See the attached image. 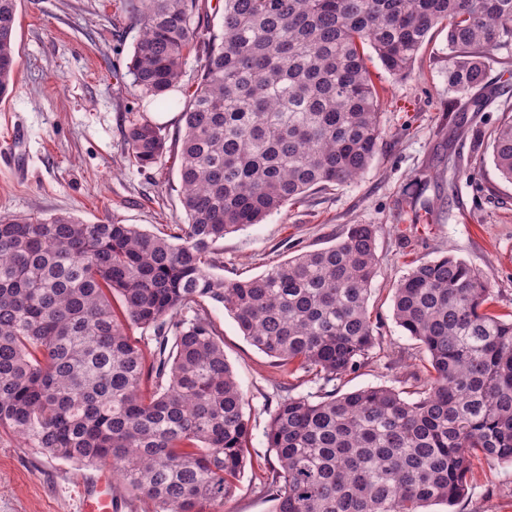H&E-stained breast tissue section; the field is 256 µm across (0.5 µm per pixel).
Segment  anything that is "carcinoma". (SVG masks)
Returning a JSON list of instances; mask_svg holds the SVG:
<instances>
[{
    "mask_svg": "<svg viewBox=\"0 0 512 512\" xmlns=\"http://www.w3.org/2000/svg\"><path fill=\"white\" fill-rule=\"evenodd\" d=\"M17 2L0 0V99L15 83ZM125 13L139 29L133 87L184 122L187 222L158 235L69 214L0 218V431L54 458L110 464L153 512H224L251 428L208 301L277 366L318 384L270 414L274 512L453 507L474 461L512 464V318L492 310L479 269L444 255L395 284L394 319L433 369L413 397L338 387L379 346L378 225L351 224L245 280L212 273L224 236L369 167L383 128L365 47L404 77L446 29L448 84L465 95L484 85L489 57L512 49V0H125ZM192 52L204 62L187 84ZM503 111L491 158L512 183V106ZM124 138L140 168L166 154L163 128L139 113ZM133 327L153 330L150 365Z\"/></svg>",
    "mask_w": 512,
    "mask_h": 512,
    "instance_id": "cac0c4a2",
    "label": "carcinoma"
}]
</instances>
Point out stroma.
I'll use <instances>...</instances> for the list:
<instances>
[{"instance_id":"35a3bbf8","label":"stroma","mask_w":512,"mask_h":512,"mask_svg":"<svg viewBox=\"0 0 512 512\" xmlns=\"http://www.w3.org/2000/svg\"><path fill=\"white\" fill-rule=\"evenodd\" d=\"M138 37L124 0H19L15 34L17 79L0 100V145L12 125L26 128L17 160L0 156V217L41 219L66 213L89 224L117 219L150 232L184 223L179 159L168 149L143 170L127 157L124 129L131 113L157 119L142 102L127 60ZM451 55L445 31H433L409 76L369 68L383 89L384 137L372 164L353 182L309 194L265 221L225 236L218 273L246 279L300 252L336 243L348 225H378V273L369 310L378 323L381 350L372 363L345 377L341 392L387 386L415 389L430 379L426 353L393 319L392 288L412 263L451 255L482 270L498 294V310L512 312V184L501 181L486 132L512 103V79L497 62L487 82L469 95L452 129L449 110L457 95L448 84ZM23 177H16L15 165ZM208 314L224 343V355L245 396L252 438L247 464L226 512H273L264 483L277 461L264 431L276 390L304 395L314 385L304 373H283L252 346L220 305ZM98 466L54 458L19 447L0 433V512H78L81 489ZM465 512H512V464L474 465Z\"/></svg>"}]
</instances>
